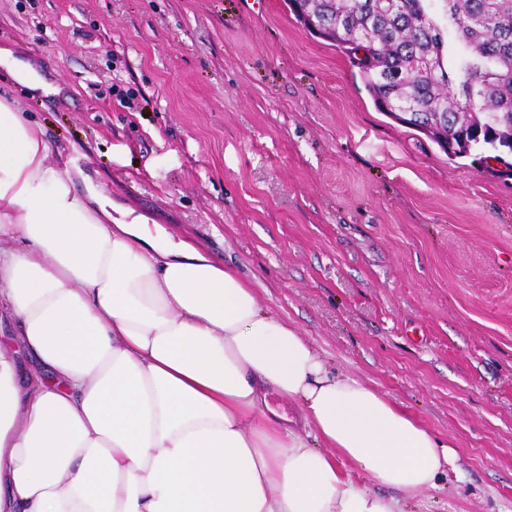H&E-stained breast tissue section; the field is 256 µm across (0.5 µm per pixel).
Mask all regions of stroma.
Listing matches in <instances>:
<instances>
[{"instance_id": "obj_1", "label": "stroma", "mask_w": 512, "mask_h": 512, "mask_svg": "<svg viewBox=\"0 0 512 512\" xmlns=\"http://www.w3.org/2000/svg\"><path fill=\"white\" fill-rule=\"evenodd\" d=\"M0 67L113 201L237 272L330 370L454 448L417 512H512V177L377 110L287 0H0ZM8 63L15 79L32 91L45 95L58 94L59 89L40 75L28 62L17 56L11 49H0V64Z\"/></svg>"}]
</instances>
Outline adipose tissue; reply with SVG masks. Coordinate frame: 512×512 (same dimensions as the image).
Wrapping results in <instances>:
<instances>
[{"instance_id": "ef3b65f1", "label": "adipose tissue", "mask_w": 512, "mask_h": 512, "mask_svg": "<svg viewBox=\"0 0 512 512\" xmlns=\"http://www.w3.org/2000/svg\"><path fill=\"white\" fill-rule=\"evenodd\" d=\"M59 153L0 103V313L18 326L0 345V512H409L454 466L237 273L121 217ZM269 388L306 433L268 413Z\"/></svg>"}]
</instances>
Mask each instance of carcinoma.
Segmentation results:
<instances>
[{
	"instance_id": "cac0c4a2",
	"label": "carcinoma",
	"mask_w": 512,
	"mask_h": 512,
	"mask_svg": "<svg viewBox=\"0 0 512 512\" xmlns=\"http://www.w3.org/2000/svg\"><path fill=\"white\" fill-rule=\"evenodd\" d=\"M356 58L375 106L443 151L512 153V0H288Z\"/></svg>"
}]
</instances>
